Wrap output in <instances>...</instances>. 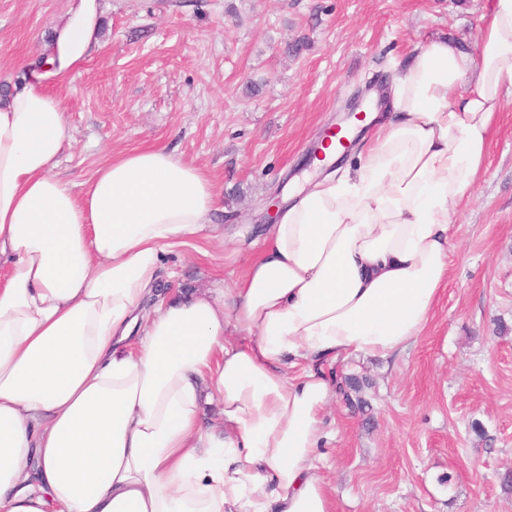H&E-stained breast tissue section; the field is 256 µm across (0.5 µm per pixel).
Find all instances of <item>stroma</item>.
<instances>
[{
	"mask_svg": "<svg viewBox=\"0 0 512 512\" xmlns=\"http://www.w3.org/2000/svg\"><path fill=\"white\" fill-rule=\"evenodd\" d=\"M68 0H0V85L20 83ZM489 0H103L105 47L56 86L73 135L56 172L80 191L112 154L162 145L221 198L162 256L163 292L229 291L267 207L369 81L417 47L477 50ZM448 286L401 355L329 366L365 409L330 401L334 512H512V98L451 219Z\"/></svg>",
	"mask_w": 512,
	"mask_h": 512,
	"instance_id": "1",
	"label": "stroma"
}]
</instances>
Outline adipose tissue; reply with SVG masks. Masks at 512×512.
I'll return each mask as SVG.
<instances>
[{
	"label": "adipose tissue",
	"instance_id": "1",
	"mask_svg": "<svg viewBox=\"0 0 512 512\" xmlns=\"http://www.w3.org/2000/svg\"><path fill=\"white\" fill-rule=\"evenodd\" d=\"M102 27L100 0H69L0 97V512H333L325 368L427 327L512 96V0H490L476 54L417 48L356 162L289 192L223 303L158 300L163 252L218 197L199 167L153 146L79 193L55 172L71 137L54 88ZM206 390L223 428L201 421Z\"/></svg>",
	"mask_w": 512,
	"mask_h": 512
}]
</instances>
